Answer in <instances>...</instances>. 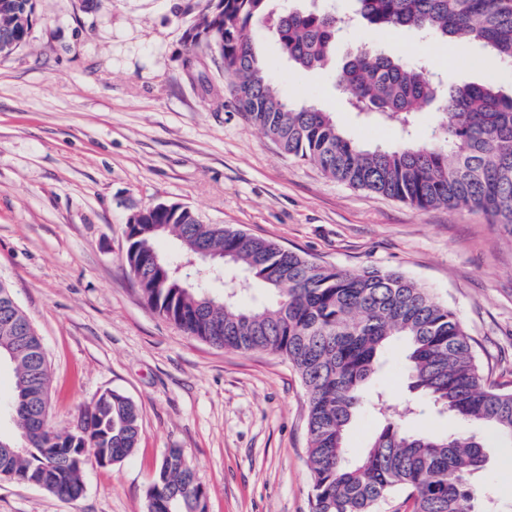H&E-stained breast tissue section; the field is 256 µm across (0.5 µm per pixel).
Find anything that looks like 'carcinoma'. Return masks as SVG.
<instances>
[{
  "mask_svg": "<svg viewBox=\"0 0 512 512\" xmlns=\"http://www.w3.org/2000/svg\"><path fill=\"white\" fill-rule=\"evenodd\" d=\"M272 0H209L186 39L189 57H217L239 112L282 153L308 161L350 187L395 198L417 208L468 209L512 233V94L492 83L448 85L426 77L422 64L363 45L350 54L339 85L367 119L392 123L401 142L365 147L344 134L331 112L292 103L272 82L252 27L274 20L282 54L300 70L326 65L345 19L320 0L279 13ZM356 15L376 31L414 30L441 42L476 43L499 61L512 62V0H352ZM35 17V0H0V29L21 47ZM443 120L431 134L416 129L418 111L432 101ZM174 237L180 259L205 250L223 270L189 288L171 272L157 242ZM126 261L141 297L190 336L242 353L271 351L293 367L308 395V456L313 512H377L394 493L412 512H479L475 476L487 456L476 436L413 433L407 415L373 404L385 423L366 453L346 460L345 434L367 384L381 366L382 349L406 344L409 391L465 420L480 421L512 439V388L484 383L472 339L457 314L429 289L396 272L361 273L321 265L242 230L201 224L195 213L168 204L144 209L133 229ZM0 359L14 374L8 406L31 396L0 440L25 447L0 458V472L62 498L84 491L76 459L92 453L119 463L137 448L138 406L119 392L100 393L71 431L32 425L46 416L50 378L41 337L0 288ZM180 448L157 466L147 512H206L205 489L191 480Z\"/></svg>",
  "mask_w": 512,
  "mask_h": 512,
  "instance_id": "carcinoma-1",
  "label": "carcinoma"
}]
</instances>
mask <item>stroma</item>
<instances>
[{"label":"stroma","instance_id":"1","mask_svg":"<svg viewBox=\"0 0 512 512\" xmlns=\"http://www.w3.org/2000/svg\"><path fill=\"white\" fill-rule=\"evenodd\" d=\"M207 4L37 0L24 45L0 57V280L45 346L47 423L72 429L107 390L130 397L141 416L136 451L116 464L88 459L80 497L0 478V512H146L155 466L171 448L184 450L207 512H311L308 401L297 373L275 354L189 336L140 296L125 262L127 219L159 203L326 266L402 273L457 314L489 382L512 387V235L482 213L420 210L283 155L235 110L218 59L204 56L199 78L187 74L185 32ZM329 4L349 19L337 65L294 70L268 25L253 39L286 96L333 112L363 145H393L399 134L364 122L335 84L360 44L426 62L451 83L512 89V68L478 45L437 57L430 36L375 31L352 19L351 0ZM383 359L369 398L412 405L413 431L482 438L477 483L494 512H512V441L410 394L401 344ZM369 398L347 429L353 459L383 425Z\"/></svg>","mask_w":512,"mask_h":512}]
</instances>
